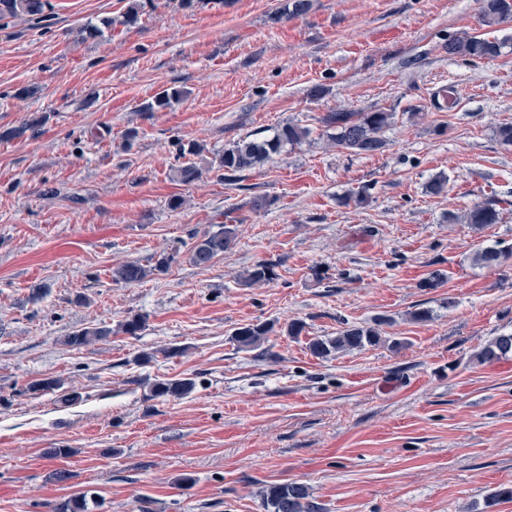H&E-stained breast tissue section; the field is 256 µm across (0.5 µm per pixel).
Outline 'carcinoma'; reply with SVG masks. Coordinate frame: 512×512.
Instances as JSON below:
<instances>
[{"mask_svg": "<svg viewBox=\"0 0 512 512\" xmlns=\"http://www.w3.org/2000/svg\"><path fill=\"white\" fill-rule=\"evenodd\" d=\"M480 21L487 27L512 20V0H479ZM49 7V0H0V17L37 16ZM140 0H128V6L121 18L114 20L106 17L98 23L89 22L82 28L84 38L95 39L103 35L104 30L112 28L113 23L133 26L139 20ZM503 43L476 34L465 33L456 36L446 45L448 55L468 60L490 59L501 54ZM184 91L170 87L160 92L146 106V111L163 109L180 100ZM394 120V113L378 109L369 112H350L336 110L322 118L324 127L330 131L328 140L336 147L352 154H368L379 150L384 141L381 133ZM310 135V130L296 124L280 127L271 137L242 138L224 149L217 159L218 167L224 169V179L229 182L240 180V173L264 165L280 154L287 145H300ZM177 176L183 184L189 185L203 176V169L193 163L177 168ZM457 220L465 224L483 227L500 223L498 200L490 198L467 210ZM235 230L226 224L217 225V229L204 232L189 252V262L198 267H208L213 261L224 255L232 244ZM512 258V250L488 247L477 253V262L484 266H499ZM176 261V254H163L151 267L137 262H129L112 269V281L117 284L135 285L143 282L155 273L167 271ZM275 263L263 261L255 264L240 276L243 286L251 287L264 284L275 278ZM272 331L268 324H250L241 327L233 334V339L241 349L258 346ZM112 334L109 327H94L77 330L64 338V344L71 348L91 345ZM381 336L373 327H348L334 336H317L308 342V349L317 358H328L338 352L363 348L379 343ZM512 354V333H502L487 344L478 353L483 361H492ZM195 389V381L190 377L156 380L149 384L146 399L183 398ZM269 512H318V507L310 501L308 488L301 484H280L268 487L264 493Z\"/></svg>", "mask_w": 512, "mask_h": 512, "instance_id": "1", "label": "carcinoma"}]
</instances>
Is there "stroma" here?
Segmentation results:
<instances>
[{"mask_svg": "<svg viewBox=\"0 0 512 512\" xmlns=\"http://www.w3.org/2000/svg\"><path fill=\"white\" fill-rule=\"evenodd\" d=\"M49 3L0 19V512L82 494L88 512H267L265 489L286 483L319 512H512L490 499L512 486V355L477 358L512 332V260L474 261L512 249V147L496 136L512 124V51L445 49L465 31L512 42V22L482 26L478 0H312L296 18L285 0H141L136 25L85 41L127 0ZM170 87L178 102L145 111ZM448 88L455 107L436 110ZM336 109L393 113L384 147L331 145L321 119ZM289 123L308 141L225 181V147ZM191 141L204 174L185 185L174 170ZM256 196L270 207L251 210ZM489 198L500 223L450 222ZM225 222L231 247L192 265ZM172 252L167 272L112 280ZM260 261L275 278L241 286ZM133 315L140 335L118 332ZM377 317L378 345L307 348ZM260 323L272 332L240 349L234 331ZM99 326L112 335L62 343ZM179 377L195 379L189 396L145 400ZM48 378L81 402L28 392ZM229 224H215L216 230L204 232L189 252V262L198 267H208L213 261L224 255L232 244L235 230ZM112 334V328L94 327L77 330L65 336L64 344L71 348L91 345Z\"/></svg>", "mask_w": 512, "mask_h": 512, "instance_id": "35a3bbf8", "label": "stroma"}]
</instances>
